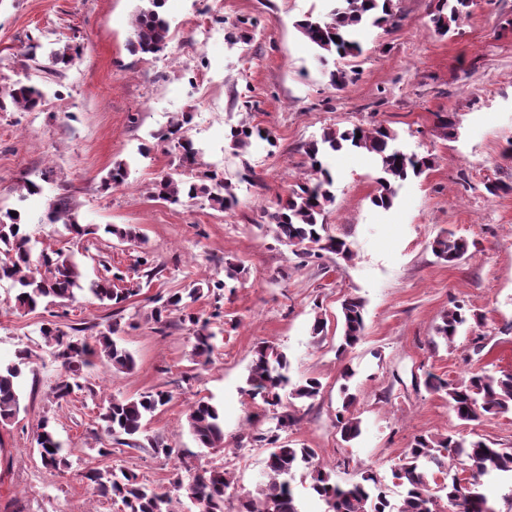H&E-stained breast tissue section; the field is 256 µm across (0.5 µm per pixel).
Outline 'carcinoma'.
<instances>
[{
	"label": "carcinoma",
	"instance_id": "carcinoma-1",
	"mask_svg": "<svg viewBox=\"0 0 512 512\" xmlns=\"http://www.w3.org/2000/svg\"><path fill=\"white\" fill-rule=\"evenodd\" d=\"M337 5L325 17L311 14L299 20L300 33L321 53L337 54L341 57H356L362 49L360 30L366 25L382 27L393 17V0H336ZM164 0H147L135 18L136 40L132 51L141 54H156L162 51L168 40L169 23L162 16ZM472 0H435L432 22L436 31L447 35L461 17L468 13ZM12 102L32 111L42 104L43 91L35 84H15L5 91ZM230 139L237 149H245L251 140L258 137L272 142L269 131L247 122L230 129ZM397 136L381 124H362L340 130L327 128L320 139L303 146L309 161V174L305 181L288 196L277 202L268 213V226L276 238L291 247L298 265H308L310 259H320L324 254H334L350 260L353 253L347 242L327 234L323 224L326 207L333 202L334 177L322 158L332 152L353 149L372 156L380 169L376 192L371 203L384 210L389 209L401 184L411 177H418L431 169L432 159L418 154H407L393 146ZM153 197L177 203L185 197L189 200L203 199L216 210L226 211L235 203L232 186L209 174L198 181L176 179L166 175L154 182ZM105 231L121 243L138 238L130 226L109 225ZM31 238L20 217L6 213L0 216V281L10 282L16 290L14 308L33 311L40 302L62 305L77 299L84 291L81 285L82 267L75 253L58 251L55 256H43V274L34 271L29 262ZM434 255L448 264L462 260L469 253V242L448 233L436 237L431 243ZM241 266L227 263L224 280L197 282L187 289V294L178 292L167 297L151 310V318L159 324L168 323L169 316L179 314V321L192 326L195 338V354L210 361L216 348V340L223 333L213 328V319L221 317L220 307H214L209 317L189 311V303L204 296L206 291H221L227 281L241 275ZM123 276L103 275L92 285L90 292L100 302L108 301L119 307L137 291L117 288L113 280ZM363 301L347 296L341 303L342 334L337 352L344 354L354 348L363 338ZM468 309L461 304L449 308L440 316L436 326L437 337L445 343L454 341L459 329L469 322ZM45 344L61 365V375L52 388L58 400H65L77 391L89 387L90 381L84 368L94 358H104L112 369L128 373L134 369L132 354L113 338L119 331V323L113 322L96 335L78 336L84 327L62 326L45 320L39 327ZM17 361L0 363V423L15 419L21 409L18 378L21 366L30 362L28 349L16 353ZM288 358L277 347L265 341L252 349V359L246 378L245 395L256 404L258 411L249 418V424L260 421L263 413L277 412L275 428L258 431L250 441L268 449L265 460L264 480L254 490L237 491L233 472L225 468H213L192 477L188 484L181 478L172 481L173 488L146 484L138 476L124 468L101 469L91 467L83 478L96 487L104 496L121 501L124 512H178L180 499L173 491L185 490L186 497L199 508V512H227V503L236 501L235 512H302L295 490L296 472L308 470V489L312 496L322 501L324 512H443L441 501L455 496L459 499L460 512H495L486 494L481 490L482 479L496 474L512 475V448H497L483 438L469 439L457 433L415 435L405 449L401 463L392 470L395 483L404 489L398 505H393L377 475L366 471L361 480L350 484L336 481V468L315 460L312 448H294L282 434L297 422L296 416L282 403L280 391L291 387V397L297 400L316 398L322 382L317 377H307L296 383L288 375ZM354 376L346 368L339 387L341 412L336 415V426L341 437L349 442L360 435V421L349 413L356 401L350 392L348 381ZM428 390L445 393L448 404L457 418L464 423L480 420L488 415L512 412V372L501 371L500 375L486 369L473 370L460 381L447 380L433 373H426ZM171 394L164 390H152L136 398L112 396L100 408L99 419L104 430L114 439H124L130 448L138 447V437L145 431V421L161 407L169 403ZM187 425L198 443L216 451L224 449V417L221 409L203 398L195 401L188 410ZM36 443L44 467L52 472L63 473L70 469L71 461L62 453L49 418H42L37 426ZM464 457L469 462V477L461 480L450 472L448 456Z\"/></svg>",
	"mask_w": 512,
	"mask_h": 512
}]
</instances>
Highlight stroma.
Listing matches in <instances>:
<instances>
[{
  "label": "stroma",
  "instance_id": "obj_1",
  "mask_svg": "<svg viewBox=\"0 0 512 512\" xmlns=\"http://www.w3.org/2000/svg\"><path fill=\"white\" fill-rule=\"evenodd\" d=\"M334 4L166 0L167 46L141 55L130 47L141 0H0V87L30 81L44 92L32 111L0 100V211L20 214L33 258L71 250L86 281L108 264L122 271L123 287L137 291L119 312L86 292L67 306L27 313L14 310L15 292L0 281V360L21 348L33 352L21 379L24 409L0 425V512H119L84 479L90 466L125 467L160 486L224 467L239 487L254 489L267 451L249 440L255 407L242 389L260 341L287 355L292 380L322 381L317 399H288L299 420L287 437L316 449L339 481L373 471L391 502H399L403 489L392 471L422 432H473L512 448V412L469 428L444 394L423 385L428 372L458 379L483 367L512 370V0H475L445 36L431 21L432 0H394L395 25L365 26L360 56L322 59L296 23ZM202 27L210 32L204 41ZM67 46L73 61L61 77L49 75L51 52ZM351 68L354 82L330 85V71ZM440 112L452 113L456 138L438 127ZM242 121L270 130L274 144L233 149L229 131ZM372 122L391 127L405 152L432 157V169L407 180L393 207L382 210L370 202L373 161L351 150L330 155L335 201L325 222L354 256L347 262L328 254L298 267L288 246L262 230L267 211L302 181L304 143L328 127ZM175 124L200 150L194 165L182 164L167 137ZM119 161L129 164L127 180L106 183ZM206 171L231 183L233 210L150 195L162 175L189 179ZM249 171L251 183L243 179ZM30 182L37 193L27 191ZM491 184L501 192L489 194ZM63 194L90 235L73 237L64 220H51ZM110 224L135 227L136 241L118 242L105 231ZM448 232L470 244L454 264L430 247ZM141 256L161 273L141 277ZM228 262L245 268L234 290L193 305L203 315L217 304L224 311V338L201 367L187 325L175 317L165 328L155 323L152 300L193 281L223 279ZM349 294L364 302V339L340 357V305ZM456 304L482 314L481 324L469 325L453 345L433 343L441 313ZM319 313L327 328L316 337L311 327ZM53 314L65 326L119 323L116 339L133 354L134 369L115 372L94 360L86 370L90 389L57 402L50 388L61 367L39 333ZM346 365L355 371L352 411L362 421L361 435L349 443L336 430V379ZM153 389L170 391L172 399L147 419L140 449L101 430L102 399ZM201 398L224 411L223 451L199 447L188 429L186 411ZM43 417L72 462L66 473L41 464L34 431ZM156 441L174 455L154 454Z\"/></svg>",
  "mask_w": 512,
  "mask_h": 512
}]
</instances>
